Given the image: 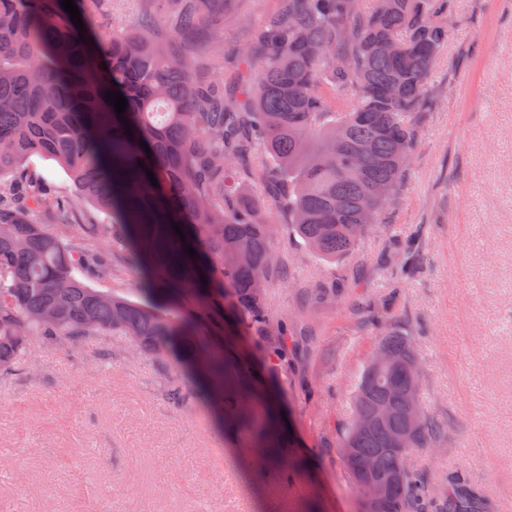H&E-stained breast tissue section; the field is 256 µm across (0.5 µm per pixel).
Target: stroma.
Returning <instances> with one entry per match:
<instances>
[{"label":"stroma","instance_id":"stroma-1","mask_svg":"<svg viewBox=\"0 0 512 512\" xmlns=\"http://www.w3.org/2000/svg\"><path fill=\"white\" fill-rule=\"evenodd\" d=\"M280 6L230 0L220 65L204 38H177L164 0H101L94 28L152 14L155 37L231 94L251 78L238 52ZM425 98L409 170L353 252L318 258L267 208L280 266L266 301L297 341L284 404L307 472L282 483L245 465L209 410L168 404L151 357L36 343L32 366L0 380V512H359L334 443L384 329L411 338L420 405L443 427L413 468L437 490L462 473L512 512V0H457ZM333 286L344 299H319Z\"/></svg>","mask_w":512,"mask_h":512}]
</instances>
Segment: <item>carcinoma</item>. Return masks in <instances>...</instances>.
Listing matches in <instances>:
<instances>
[{
	"mask_svg": "<svg viewBox=\"0 0 512 512\" xmlns=\"http://www.w3.org/2000/svg\"><path fill=\"white\" fill-rule=\"evenodd\" d=\"M97 2L75 0L81 32L62 0H0V378L28 362L35 341L46 348L124 341L174 370L163 383L170 405L207 407L234 447L252 449L259 469L289 481L306 461L285 435L282 383L271 377L273 365L241 348L226 320L257 349L288 350V330L264 298L266 274L277 266L267 205L288 210L311 253L335 259L355 249L386 206L372 186L394 192L407 173L413 115L448 41L454 2L376 0L351 19L358 0H283L265 23L264 50L241 54L254 71L242 112L222 82L198 78L195 59L154 39L148 22L98 36ZM167 2L180 36L213 40L224 28V0ZM387 41L392 54L382 48ZM109 91L127 99L123 115L107 103ZM346 95L348 108L339 101ZM34 155L66 171L73 196L28 184ZM84 203L112 223H74ZM36 211L51 223L35 221ZM188 246L197 257L185 253ZM89 267L109 283L139 270L136 295L92 286ZM380 343L413 355L407 336L386 332ZM368 373L354 387L353 416L335 443L354 448L342 461L360 494L364 463L384 478L405 465L392 447L396 435L407 436L411 452L431 447L442 432L424 412L409 429L420 382L406 370ZM381 403L389 404L388 420L358 427ZM490 508L464 475L448 474L435 493L410 467L370 512Z\"/></svg>",
	"mask_w": 512,
	"mask_h": 512,
	"instance_id": "cac0c4a2",
	"label": "carcinoma"
}]
</instances>
